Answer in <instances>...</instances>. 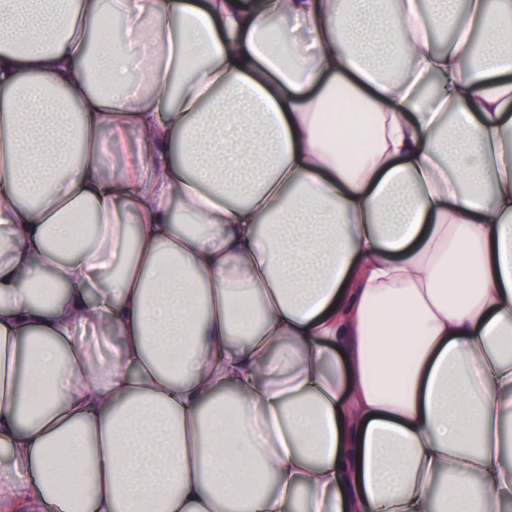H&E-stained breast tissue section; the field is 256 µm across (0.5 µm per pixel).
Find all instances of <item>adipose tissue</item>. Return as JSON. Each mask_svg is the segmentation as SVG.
I'll return each instance as SVG.
<instances>
[{
    "label": "adipose tissue",
    "instance_id": "1",
    "mask_svg": "<svg viewBox=\"0 0 512 512\" xmlns=\"http://www.w3.org/2000/svg\"><path fill=\"white\" fill-rule=\"evenodd\" d=\"M380 3L0 0V512L512 503V0Z\"/></svg>",
    "mask_w": 512,
    "mask_h": 512
}]
</instances>
